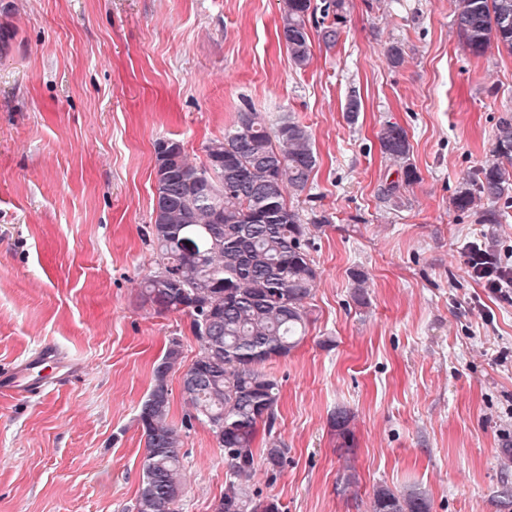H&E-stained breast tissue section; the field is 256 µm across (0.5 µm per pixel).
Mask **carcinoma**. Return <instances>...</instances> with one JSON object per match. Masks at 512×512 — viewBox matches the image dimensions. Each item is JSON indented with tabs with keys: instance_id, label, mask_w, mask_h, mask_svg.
<instances>
[{
	"instance_id": "cac0c4a2",
	"label": "carcinoma",
	"mask_w": 512,
	"mask_h": 512,
	"mask_svg": "<svg viewBox=\"0 0 512 512\" xmlns=\"http://www.w3.org/2000/svg\"><path fill=\"white\" fill-rule=\"evenodd\" d=\"M345 0H288L280 8L279 33L291 64L310 62V22L328 48L339 41ZM512 0H460L453 25L460 49L474 57L491 51L512 55ZM382 154L400 179L384 188L390 198L418 180L410 163L407 131L386 122L378 134ZM170 205L163 222L149 225L156 268L142 282L144 302L158 312H181L199 351L183 362L173 340L153 370V383L137 421L146 455L133 512H177L183 493L181 428L198 421L224 449L226 490L216 512H279L272 500L248 492L257 465L275 471L288 446L276 435L279 386L265 371L268 362L288 357L306 335L307 304L318 271L309 256V228L288 206L284 190L304 192L318 161L308 127L285 118L270 128L264 116L240 112L224 136L205 146L206 161L191 162L183 145L168 139ZM512 193V116L496 125L490 157L475 178L452 198L454 208L472 211L482 224L500 223L496 204ZM180 373L181 395L191 413L182 426L169 417V377ZM351 415L338 409L329 425L340 447L350 450ZM264 447H255L259 426ZM371 512H431L425 491L416 485L374 491Z\"/></svg>"
}]
</instances>
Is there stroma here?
<instances>
[{"instance_id": "obj_1", "label": "stroma", "mask_w": 512, "mask_h": 512, "mask_svg": "<svg viewBox=\"0 0 512 512\" xmlns=\"http://www.w3.org/2000/svg\"><path fill=\"white\" fill-rule=\"evenodd\" d=\"M335 47L313 40L296 69L280 0H0V369L56 346L76 367L30 398L0 395V512H131L145 441L137 409L171 339L185 362L189 318L140 296L154 268L155 144L190 159L238 112L308 126L318 163L289 206L311 230L320 279L304 342L266 371L279 384L286 463L252 489L282 512H369L379 486L416 484L431 512H512V304L467 273L463 242L512 245L451 199L512 114V56L459 51V0H347ZM402 43L403 66L385 58ZM360 100L347 121L350 96ZM404 127L419 179L398 197L380 151ZM369 277L367 304L351 273ZM351 412L353 446L329 428ZM178 512H215L224 451L183 435ZM355 494L343 491L347 474Z\"/></svg>"}]
</instances>
